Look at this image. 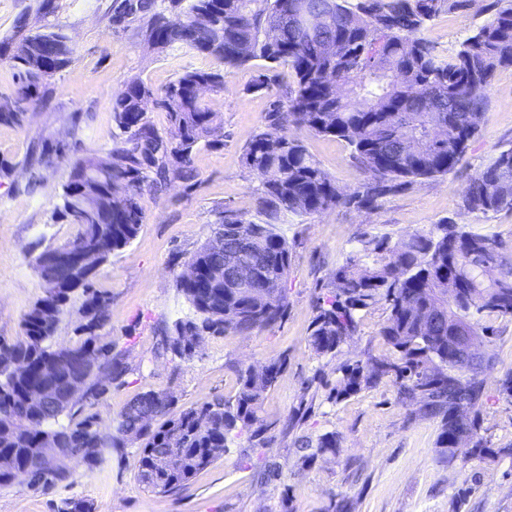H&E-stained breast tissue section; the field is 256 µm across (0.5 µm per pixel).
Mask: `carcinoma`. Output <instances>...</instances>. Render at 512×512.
I'll return each mask as SVG.
<instances>
[{"label":"carcinoma","mask_w":512,"mask_h":512,"mask_svg":"<svg viewBox=\"0 0 512 512\" xmlns=\"http://www.w3.org/2000/svg\"><path fill=\"white\" fill-rule=\"evenodd\" d=\"M472 0H189L170 16L159 0H123L116 21H146L145 40L157 51L182 49L213 58L216 67L183 73L161 92L142 80H130L112 99L113 118L123 138L110 152L112 168L96 178L85 172L96 158L73 164L56 213L76 227L66 243L36 259L41 278L58 288L37 300L22 317L23 336L0 342V488L16 472L30 473V487L50 490L69 484L67 460L78 458L91 468L102 466L112 450L128 447L136 436L139 479L150 491L175 493L201 471L224 457L228 443L247 436L267 443L260 411L267 393L288 366L285 356L269 361L265 372L238 370V388L229 397L215 396L177 407L168 389L148 390L128 401L111 429L99 427L93 408L112 384L127 374L123 357L112 351L102 333L106 295L93 288L95 268L55 262L57 252L99 248V264L137 236L145 213L144 193L153 195L174 181L195 178L193 155L199 145L223 143L222 120L195 93L201 83L224 91L226 78L254 59L270 68L286 65L294 75L285 95L266 114V128L244 149L247 168L263 175L254 223L232 211L213 229L193 255L197 279L179 280V288L199 317L178 320L162 330L165 352L189 357L194 349L180 342L206 333H246L272 328L288 310L286 283L291 266L288 240L275 229L285 213L312 215L328 209L371 208L401 185L416 178L443 176L464 158L478 133L486 99L472 92L488 84L495 72L512 67V0H488L490 22L480 26L447 58L422 36L425 24L443 12L464 11ZM205 11L209 23L193 14ZM19 19L15 34L0 43L17 70V91L0 99V124L21 126L27 113L9 101L36 107L47 80L38 62L57 74L72 62L67 35L56 26L32 32ZM148 99L166 112L172 127L183 130L175 141L160 134L141 103ZM304 127L345 141L368 173L363 190L343 194L288 134ZM124 184L123 207L109 205L112 183ZM462 206L484 214L512 210V149L501 151L462 191ZM224 235V247L213 243ZM255 242L252 265L260 269L246 287L232 280V256L239 238ZM83 297V322L77 339L53 342L61 315L75 294ZM387 304L380 330L389 356H368L339 368L341 377L329 399L338 402L390 379L399 399L424 417L439 420L437 448L443 460L494 455L479 436L484 395L480 373L493 362L485 353L470 364L458 359L457 337L481 336L491 343L494 330L476 316L512 320V241L473 232L447 219L393 240L364 230L343 264L332 273L329 294L316 304L308 343L319 357L333 356L359 326V313ZM89 350L95 363L84 365L70 354ZM72 381L82 383L90 399L60 395ZM35 390L56 397L41 406L30 403ZM313 448L303 456L334 453L340 438L326 432L316 440H298ZM179 458L173 468L160 466V455Z\"/></svg>","instance_id":"obj_1"}]
</instances>
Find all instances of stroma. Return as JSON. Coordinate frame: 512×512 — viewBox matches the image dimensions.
Returning a JSON list of instances; mask_svg holds the SVG:
<instances>
[{"label":"stroma","instance_id":"stroma-1","mask_svg":"<svg viewBox=\"0 0 512 512\" xmlns=\"http://www.w3.org/2000/svg\"><path fill=\"white\" fill-rule=\"evenodd\" d=\"M115 3L56 0L54 16L46 19L36 11L37 0H0V41L15 33L24 14L30 28L49 23L62 28L74 48L72 63L51 79L45 103L29 112L24 125H0V341L22 336L24 313L45 294L36 257L75 233L74 225L54 216L72 163L107 156L121 138L113 98L131 79L158 91L185 72L214 64L198 53L148 48L142 21L113 25ZM485 5L486 0H472L467 10L441 14L427 22L425 37L442 55H453L490 20ZM270 69L278 85L292 83L288 67L273 69L256 59L228 77L224 92L205 93L206 104L222 119V144L199 147L193 181L144 195L145 219L137 237L93 280L109 299L105 331L129 367L123 383L113 385L95 407L102 426H112L137 393L167 388L184 406L229 396L237 389L238 369L284 356L288 367L260 412L267 445L236 439L222 460L175 494L154 493L140 483L134 448L112 454L99 468L73 460L69 485L42 492L17 480L0 488V512H54L67 498L89 500L95 512H334L340 503L350 504L351 512H512V399L498 392L501 378L512 370V320L481 319L495 330V362L483 374L479 434L495 454L462 457L451 465L436 446L437 420L415 414L391 380L337 403L328 398L343 364L387 353L379 335L385 303L362 312L356 335L335 356H317L308 345L317 300L327 293L359 231L396 240L450 217L470 230L512 240V211L484 215L460 207L468 181L512 148V68L498 70L485 88L488 105L480 131L453 172L413 181L371 209L342 207L283 218L277 229L288 240L292 261L282 322L249 333L204 335L188 359L160 349L161 327L194 315L178 280L222 213L264 220L256 206L262 178L245 167L243 153L264 129L277 98L252 87ZM290 133L338 189L347 194L361 189L366 174L344 141L304 128ZM50 143L67 145L66 154L51 165L28 167L33 151ZM328 431L339 435L338 451L303 464L296 440ZM269 469L273 477L264 478Z\"/></svg>","mask_w":512,"mask_h":512}]
</instances>
